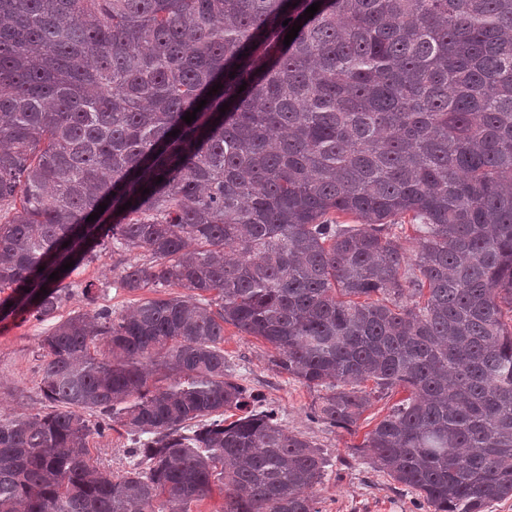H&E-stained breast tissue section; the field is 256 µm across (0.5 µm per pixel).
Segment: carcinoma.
I'll return each mask as SVG.
<instances>
[{
    "instance_id": "obj_1",
    "label": "carcinoma",
    "mask_w": 512,
    "mask_h": 512,
    "mask_svg": "<svg viewBox=\"0 0 512 512\" xmlns=\"http://www.w3.org/2000/svg\"><path fill=\"white\" fill-rule=\"evenodd\" d=\"M0 142L1 316L53 317L107 240L149 253L121 287L189 292L45 333L54 410L0 418V512H191L216 481L224 512H320L325 460L226 324L326 425L407 390L364 447L432 512L512 497V0H0ZM118 425L103 437L94 435L89 439V456L101 470L112 477L120 476L128 467L129 448L132 442Z\"/></svg>"
}]
</instances>
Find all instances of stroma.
I'll return each instance as SVG.
<instances>
[{
	"instance_id": "stroma-1",
	"label": "stroma",
	"mask_w": 512,
	"mask_h": 512,
	"mask_svg": "<svg viewBox=\"0 0 512 512\" xmlns=\"http://www.w3.org/2000/svg\"><path fill=\"white\" fill-rule=\"evenodd\" d=\"M120 259L111 248H99L73 270L64 281L69 295L55 319L102 307L120 314L148 299L181 295L178 287L146 288L135 293L119 288ZM89 283L96 293L92 301L82 293ZM50 327V322L27 313L0 320V417H27L49 411L40 379L44 363L41 339ZM268 350L264 341L225 325L224 355L235 373L245 379L263 404L277 410L288 432L307 437L322 453L325 476L317 488L321 512H432L421 497L375 469L362 450L366 432L389 413L392 400L373 402L357 428L327 427L311 416L316 391L272 369ZM131 446L125 431L118 427L104 436L91 437L89 456L101 470L116 477L128 467Z\"/></svg>"
}]
</instances>
